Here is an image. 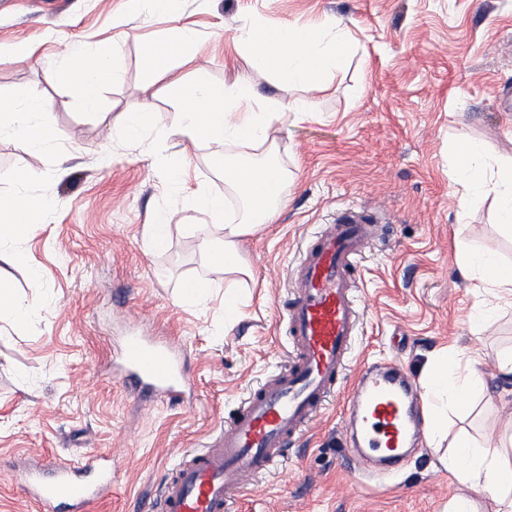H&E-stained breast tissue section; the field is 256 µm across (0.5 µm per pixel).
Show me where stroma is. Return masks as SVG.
<instances>
[{
	"mask_svg": "<svg viewBox=\"0 0 512 512\" xmlns=\"http://www.w3.org/2000/svg\"><path fill=\"white\" fill-rule=\"evenodd\" d=\"M343 19L353 52L311 97L300 121L276 122L271 160L288 173L285 204L241 249L254 276L241 280L210 262L187 232L195 215L153 165L155 153L187 154L190 189L226 194L224 163L259 151L160 137L178 119V95L143 66L147 45L176 27L197 30V53L214 81L239 80L282 100L306 97L242 53H224L235 28L259 20L312 25ZM30 42L20 61L7 47ZM116 51L118 76L84 111L56 70L61 44ZM17 88L48 100L63 150L33 148L0 134V199L23 191L47 200L51 219L36 235L0 248V278L23 299H43L24 323L0 318V512H43L19 471L77 456L115 455L112 488L88 512H148L158 488L187 452L229 421L245 393L280 370L289 350L284 307L291 269L307 236L352 205L386 213L359 261L365 314L340 385L279 467L254 481L229 512H448L465 493L443 460L459 435L495 446L512 421V393L497 377L498 353L512 349V307L474 319L485 301L457 261L478 252L512 265V233L495 197L460 212L455 147L473 141L494 170L512 169V0H180L177 16L153 14L148 0H0V93ZM151 106L141 140L118 124ZM227 196V210L241 202ZM171 215L164 246L146 228ZM209 280L204 302L182 285ZM239 296L232 320L225 295ZM166 336L188 349L191 402L138 398L121 384L118 337ZM478 349L483 387L467 412H449L445 435L425 434L397 473L370 478L341 457L349 384L374 363L402 366L427 398L424 373L438 350Z\"/></svg>",
	"mask_w": 512,
	"mask_h": 512,
	"instance_id": "35a3bbf8",
	"label": "stroma"
}]
</instances>
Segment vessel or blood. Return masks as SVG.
Listing matches in <instances>:
<instances>
[{
  "label": "vessel or blood",
  "instance_id": "1",
  "mask_svg": "<svg viewBox=\"0 0 512 512\" xmlns=\"http://www.w3.org/2000/svg\"><path fill=\"white\" fill-rule=\"evenodd\" d=\"M374 216L351 208L306 241L293 268L286 323L294 355L277 374L249 392L207 448L188 454L161 487L157 512H228L234 497L270 474L288 445L314 422L347 367L363 318L353 271L373 236ZM120 377L131 388L183 399L189 380L181 344L128 334L120 339ZM419 394L393 366L371 365L352 388L344 411L353 456L393 472L407 448L423 437L415 414ZM76 458L49 471L22 474L28 497L45 512H85L111 487V473L90 484L76 477Z\"/></svg>",
  "mask_w": 512,
  "mask_h": 512
}]
</instances>
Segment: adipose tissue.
<instances>
[{"mask_svg":"<svg viewBox=\"0 0 512 512\" xmlns=\"http://www.w3.org/2000/svg\"><path fill=\"white\" fill-rule=\"evenodd\" d=\"M196 42L195 29L184 26L174 41L152 44L144 50V64L150 72L165 71L173 57L194 69L190 81L176 85L181 111L176 125L165 130L166 139L182 143H245L259 149L269 144L275 122L308 116L307 100L287 104L240 82L215 84L208 69L196 63ZM233 45L275 70L284 83L318 92L323 90L327 74L349 53L351 41L346 25L333 20L322 22L315 29L291 23L277 27L255 23L237 28ZM116 76L111 60L87 43L68 46L57 70L59 82L78 89L81 104L88 111L97 110L100 89ZM0 126L8 127L36 148L51 146L59 138L48 103L22 89L0 94ZM478 152L477 145L467 143L457 153L464 181L459 207L465 211L485 196L495 195L500 200L504 225H511L512 182L505 175H491L490 165L478 162ZM224 179L228 189L243 194V210L232 217L224 212L223 196L186 194V206L201 218L191 230L212 262L222 265L225 272L248 277L252 270L241 256L239 243L260 231L273 217L281 205V191L288 175L279 167L260 164L226 168ZM49 211L47 202L27 195L0 202V241L35 235L45 224ZM483 266L484 274L474 276L473 262L466 257L459 271L464 277H477L479 287L489 291L498 303L512 306V268H501L488 260ZM482 360L478 351L467 355L443 354L428 365L427 374L434 389L444 392L448 389L449 364L461 366L460 382L466 385L474 382L476 367ZM448 469L460 474L470 490L469 495L455 497L448 512H479L473 499L479 492L489 495L493 512H512V427L506 429L493 448L475 438L463 439L457 455L449 457Z\"/></svg>","mask_w":512,"mask_h":512,"instance_id":"adipose-tissue-1","label":"adipose tissue"}]
</instances>
